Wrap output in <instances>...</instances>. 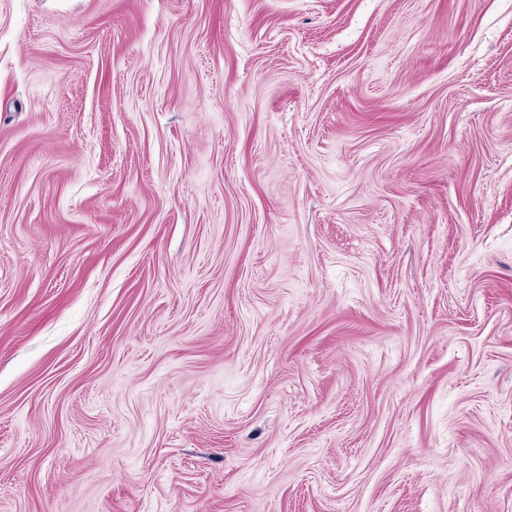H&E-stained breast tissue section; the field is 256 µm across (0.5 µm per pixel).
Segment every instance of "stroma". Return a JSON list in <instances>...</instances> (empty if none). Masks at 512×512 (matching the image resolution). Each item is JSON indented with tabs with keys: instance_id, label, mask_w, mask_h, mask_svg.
<instances>
[{
	"instance_id": "obj_1",
	"label": "stroma",
	"mask_w": 512,
	"mask_h": 512,
	"mask_svg": "<svg viewBox=\"0 0 512 512\" xmlns=\"http://www.w3.org/2000/svg\"><path fill=\"white\" fill-rule=\"evenodd\" d=\"M0 512H512V0H0Z\"/></svg>"
}]
</instances>
